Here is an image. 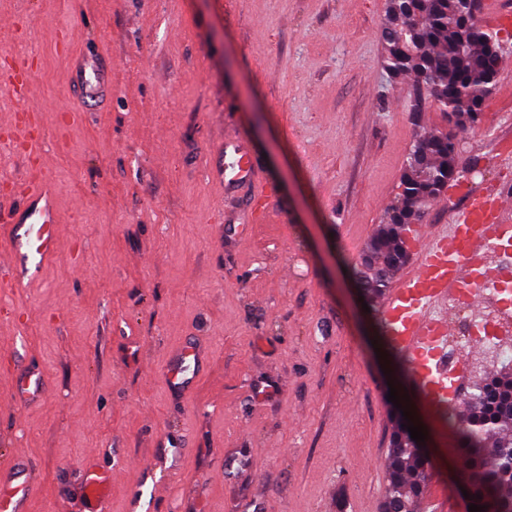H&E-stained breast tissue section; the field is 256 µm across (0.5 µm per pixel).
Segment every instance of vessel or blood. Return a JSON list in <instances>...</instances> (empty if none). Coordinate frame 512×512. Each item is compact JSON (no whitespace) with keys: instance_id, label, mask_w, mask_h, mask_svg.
Segmentation results:
<instances>
[{"instance_id":"b4317fda","label":"vessel or blood","mask_w":512,"mask_h":512,"mask_svg":"<svg viewBox=\"0 0 512 512\" xmlns=\"http://www.w3.org/2000/svg\"><path fill=\"white\" fill-rule=\"evenodd\" d=\"M31 75L28 63L17 62L7 79L0 81V87L15 96H24ZM76 78L84 101H96L110 81L104 57L83 59ZM212 173L223 183L225 194L245 196L241 220H229L224 225L226 238H243L249 225L269 223L271 194L261 182L243 138L225 139L220 161L213 164ZM465 195L468 205L460 217L454 218L444 230L421 235L415 266L402 275L386 302L392 334L414 354L420 352L437 313L472 279L470 264L459 257L462 245H469L478 255H486L487 220L501 224L512 221L511 199L491 196L485 188L473 184L468 185ZM56 222L55 187L44 178L25 189L7 224L0 226V241L6 246L14 285L34 279L51 258ZM202 361L199 350H182L166 372L168 385L180 394H190L199 379ZM16 379L17 402H32L47 393V381L41 371L26 370L17 374ZM39 481V472L28 464L15 462L0 468V512H29V501Z\"/></svg>"}]
</instances>
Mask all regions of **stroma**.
I'll use <instances>...</instances> for the list:
<instances>
[{"mask_svg": "<svg viewBox=\"0 0 512 512\" xmlns=\"http://www.w3.org/2000/svg\"><path fill=\"white\" fill-rule=\"evenodd\" d=\"M386 0H0V70L24 54V103L0 89V215L13 179L55 182L56 249L0 287V464L39 471L30 512H380L390 388L354 269L401 191L407 154L445 116L404 104L379 29ZM112 62L99 107L75 58ZM512 67L479 128L458 132L468 181L512 182L485 147L512 127ZM243 137L273 192L272 223L224 242L207 162ZM209 361L189 396L174 351ZM39 366L22 406L13 372ZM427 427L435 414L418 396ZM420 512H461L450 436L435 432ZM15 401L32 402L43 398L48 390L45 375L38 370H26L16 375Z\"/></svg>", "mask_w": 512, "mask_h": 512, "instance_id": "35a3bbf8", "label": "stroma"}]
</instances>
